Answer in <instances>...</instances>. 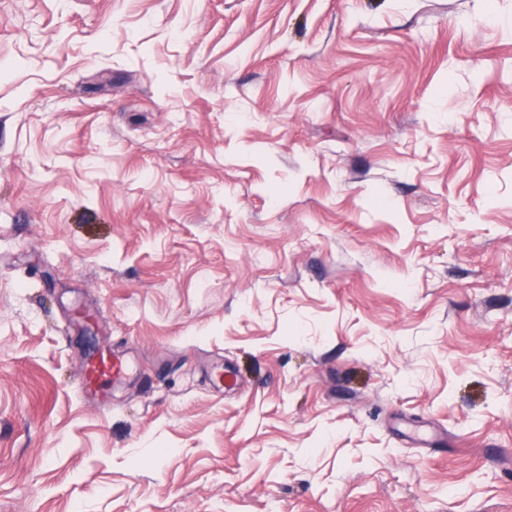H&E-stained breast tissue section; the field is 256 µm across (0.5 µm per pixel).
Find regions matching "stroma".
I'll list each match as a JSON object with an SVG mask.
<instances>
[{
  "mask_svg": "<svg viewBox=\"0 0 512 512\" xmlns=\"http://www.w3.org/2000/svg\"><path fill=\"white\" fill-rule=\"evenodd\" d=\"M0 512H512V0H0ZM126 370V363L119 355L106 353L93 357L86 363L79 377V391L82 396L105 403L107 396L100 387V379L104 376L120 379L125 375Z\"/></svg>",
  "mask_w": 512,
  "mask_h": 512,
  "instance_id": "1",
  "label": "stroma"
}]
</instances>
